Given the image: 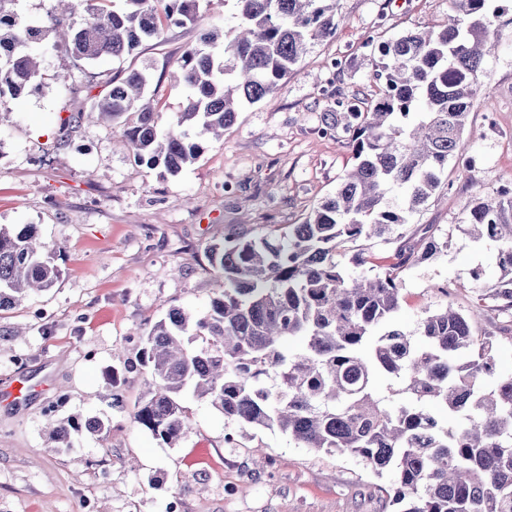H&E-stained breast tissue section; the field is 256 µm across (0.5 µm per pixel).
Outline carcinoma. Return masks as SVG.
<instances>
[{
    "instance_id": "obj_1",
    "label": "carcinoma",
    "mask_w": 512,
    "mask_h": 512,
    "mask_svg": "<svg viewBox=\"0 0 512 512\" xmlns=\"http://www.w3.org/2000/svg\"><path fill=\"white\" fill-rule=\"evenodd\" d=\"M18 0H0V101L43 86L50 39L78 60L132 52L171 26L198 21L199 0H54L50 24L22 22ZM236 27L204 32L173 70L190 95L169 128L146 98L149 75L132 69L60 137L94 117L121 128L137 166L177 175L199 161L241 108L274 94L313 44L333 37L341 0H234ZM448 22L389 41L365 43L376 58L382 97L374 106L336 100L323 133L348 134L355 164L336 194L284 234L246 238L231 230L207 247L222 286L208 310L170 309L143 337L149 376L135 422L166 445L188 428L190 391L241 427L279 429L302 448L348 454L378 477L395 512H512V373L498 371L491 336L450 306L425 312L412 332L392 324L402 272L448 252V235L428 224L407 235L411 214L440 188L478 96L477 72L495 47L487 0H449ZM475 242L497 244L496 282L478 284L474 307L512 310V197L479 200L465 220ZM401 241L382 258L342 263L359 241ZM62 270L32 225L0 228V309L53 288ZM201 345H195V342ZM384 374L398 400L374 386ZM99 419L51 422L49 439L71 447Z\"/></svg>"
}]
</instances>
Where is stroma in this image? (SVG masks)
<instances>
[{"label":"stroma","instance_id":"35a3bbf8","mask_svg":"<svg viewBox=\"0 0 512 512\" xmlns=\"http://www.w3.org/2000/svg\"><path fill=\"white\" fill-rule=\"evenodd\" d=\"M496 10L497 46L484 56L479 100L463 134L464 160H452L441 188L410 224L447 233L448 253L403 273L394 324L415 330L425 311L467 310L473 268L498 276L495 244L458 229L476 199L512 192V0ZM448 0H341L344 22L316 43L271 99L246 106L222 141L174 177L135 165L118 135L84 122L65 144L60 123L88 108L130 69H148V94L163 119L181 111L164 65L202 31H227L233 0H200L197 24L170 27L163 41L94 64L48 49L47 73L74 83L47 85L0 102V226L36 225L62 270L48 291L0 311V386L23 380L19 402L0 401V512H390L386 479L354 457L301 448L277 430L231 429L208 402L184 395L190 427L167 446L134 421L146 394L142 338L170 307L204 313L220 283L206 249L229 230L254 237L300 223L335 193L354 159L342 130L319 132L340 98L374 104L380 90L362 44L397 38L423 23L444 24ZM344 59L341 70L329 66ZM476 332L496 337L503 370H512V314H484ZM96 417L103 432L74 435L55 448L49 421Z\"/></svg>","mask_w":512,"mask_h":512}]
</instances>
